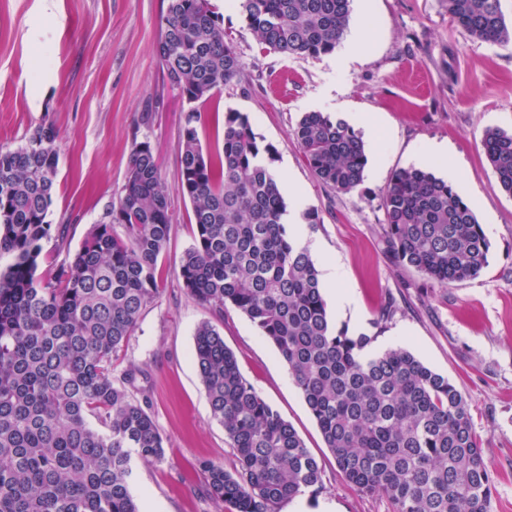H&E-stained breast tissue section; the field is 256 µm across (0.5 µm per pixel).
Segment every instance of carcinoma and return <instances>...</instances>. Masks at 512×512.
Instances as JSON below:
<instances>
[{"label": "carcinoma", "mask_w": 512, "mask_h": 512, "mask_svg": "<svg viewBox=\"0 0 512 512\" xmlns=\"http://www.w3.org/2000/svg\"><path fill=\"white\" fill-rule=\"evenodd\" d=\"M259 42L285 58L332 53L353 0H234ZM471 38L512 44L501 0H444ZM157 46L171 88L188 104L180 191L196 233L179 275L187 294L246 315L288 366L336 466L358 491L393 512H493L492 476L469 405L449 379L411 351L372 353L369 336L333 325L308 247L287 230V203L249 116L224 115L214 163L198 125L201 107L237 77L240 57L210 0H167ZM297 145L327 187L350 193L368 162L341 118L306 112ZM483 153L512 195V132L492 128ZM60 164L57 135L40 126L15 149L0 147V512H139L133 462L158 464L164 438L118 384L112 356L159 294L158 261L171 229L167 188L149 140L134 143L109 220L73 259L38 273ZM383 231L397 261L433 286L476 278L490 242L452 184L424 168L383 188ZM121 231H116L115 226ZM193 360L213 417L236 452L227 470L201 463L206 491L224 512H282L325 492L323 469L296 430L242 375L220 331L198 326Z\"/></svg>", "instance_id": "cac0c4a2"}]
</instances>
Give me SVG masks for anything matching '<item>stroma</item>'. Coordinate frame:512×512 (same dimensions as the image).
I'll return each mask as SVG.
<instances>
[{"label": "stroma", "mask_w": 512, "mask_h": 512, "mask_svg": "<svg viewBox=\"0 0 512 512\" xmlns=\"http://www.w3.org/2000/svg\"><path fill=\"white\" fill-rule=\"evenodd\" d=\"M241 60L239 75L202 108V145L218 154L224 114L247 113L277 153L271 166L318 268L336 328L372 337V349L402 346L448 377L465 396L494 479V512H512V195L487 162L486 130L512 132V45L472 39L449 19L443 0H353L345 41L368 29L344 67L333 55L285 58L261 45L239 9L212 0ZM166 0H0V147L14 148L39 125L57 132L59 175L43 243V269L69 262L117 203L135 141L149 140L168 188L172 227L159 259L161 291L113 360L114 375L137 374L135 399L166 440L165 459L135 464L132 486L163 512H223L205 492L201 463L232 468L235 451L213 419L192 358L196 328L216 326L241 372L304 441L324 470L326 490L304 497L308 512H392L389 501L350 487L275 347L234 308L215 314L192 299L179 276L196 228L180 192L183 102L157 55ZM352 121L365 142L362 184L343 194L314 174L293 139L304 113ZM429 142L447 159L429 161L453 185L491 245L475 279L445 288L395 260L383 234L380 192L398 170L419 166ZM316 223H306V211ZM354 303L337 306L335 292ZM386 321L377 316L386 302Z\"/></svg>", "instance_id": "obj_1"}]
</instances>
